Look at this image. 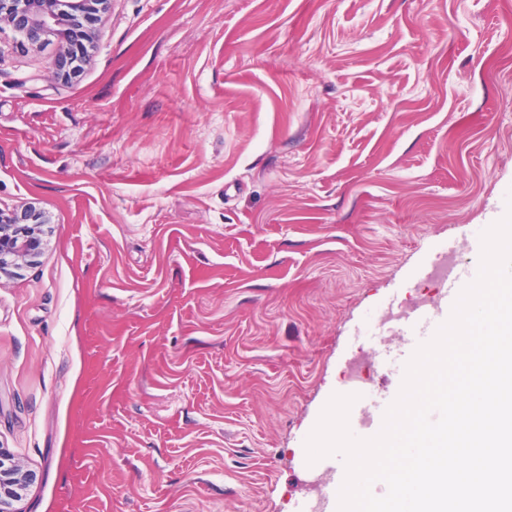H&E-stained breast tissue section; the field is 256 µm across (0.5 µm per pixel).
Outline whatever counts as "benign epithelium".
<instances>
[{
    "label": "benign epithelium",
    "mask_w": 512,
    "mask_h": 512,
    "mask_svg": "<svg viewBox=\"0 0 512 512\" xmlns=\"http://www.w3.org/2000/svg\"><path fill=\"white\" fill-rule=\"evenodd\" d=\"M110 0H0V26H9L17 35L22 51L58 40L62 50L54 66L60 72L81 62L93 43V23L108 9ZM53 223L50 211L32 204L16 209H0V274L34 264L46 241L43 227ZM32 475L5 468L0 462V512H15L17 487L31 482Z\"/></svg>",
    "instance_id": "obj_1"
}]
</instances>
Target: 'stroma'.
I'll use <instances>...</instances> for the list:
<instances>
[{
    "label": "stroma",
    "instance_id": "stroma-1",
    "mask_svg": "<svg viewBox=\"0 0 512 512\" xmlns=\"http://www.w3.org/2000/svg\"><path fill=\"white\" fill-rule=\"evenodd\" d=\"M79 72L0 32L17 512H335L305 442L348 368L390 405L391 305L475 271L512 196V0H110ZM382 410L351 416L368 438ZM53 223L49 210L31 203L16 209H0V274L33 265L46 241L43 227Z\"/></svg>",
    "mask_w": 512,
    "mask_h": 512
}]
</instances>
